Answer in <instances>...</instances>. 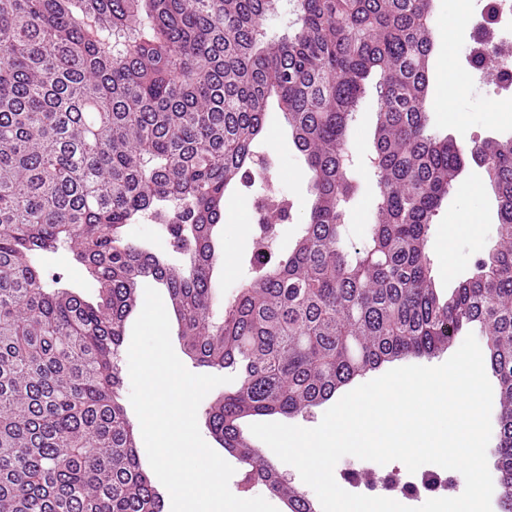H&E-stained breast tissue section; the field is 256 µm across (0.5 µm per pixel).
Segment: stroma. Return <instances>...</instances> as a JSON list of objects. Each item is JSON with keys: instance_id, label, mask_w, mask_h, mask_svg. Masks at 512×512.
Segmentation results:
<instances>
[{"instance_id": "obj_1", "label": "stroma", "mask_w": 512, "mask_h": 512, "mask_svg": "<svg viewBox=\"0 0 512 512\" xmlns=\"http://www.w3.org/2000/svg\"><path fill=\"white\" fill-rule=\"evenodd\" d=\"M460 5L459 0H432L434 50L430 69V119L438 134L467 143L475 139L512 137V112L496 98L492 72L461 68L474 50L472 39H448V25ZM256 154L271 157L265 179L252 188L229 189L224 203V219L218 229L220 246H234V254L224 255L215 271L214 319H221L225 305L245 284L250 271L248 252L255 226L251 219L254 197L273 191L294 204L291 220L280 225L270 243L273 251L293 247L306 219L310 197L303 161L283 131L277 112H269ZM497 242V202L483 172L469 167L455 185L448 203L431 226L429 246L434 259L433 276L438 287L452 288L469 277L479 258ZM38 264L47 283H60L81 295H97L94 280L72 257L68 248L41 256Z\"/></svg>"}]
</instances>
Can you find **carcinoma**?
<instances>
[{
    "label": "carcinoma",
    "instance_id": "obj_1",
    "mask_svg": "<svg viewBox=\"0 0 512 512\" xmlns=\"http://www.w3.org/2000/svg\"><path fill=\"white\" fill-rule=\"evenodd\" d=\"M0 0V512H163L120 402V348L144 281L165 288L202 367L239 374L206 412L248 462L245 482L312 504L240 429L295 416L385 362L433 357L477 327L502 410L501 512H512V138L462 144L430 127V0ZM376 101L372 220L342 239L362 193L348 129ZM304 156L314 201L288 255L259 229L250 283L211 320L213 229L250 188L271 102ZM497 201L498 245L448 294L428 239L469 163ZM180 210L160 250L128 238ZM67 245L94 301L49 288L35 258Z\"/></svg>",
    "mask_w": 512,
    "mask_h": 512
}]
</instances>
